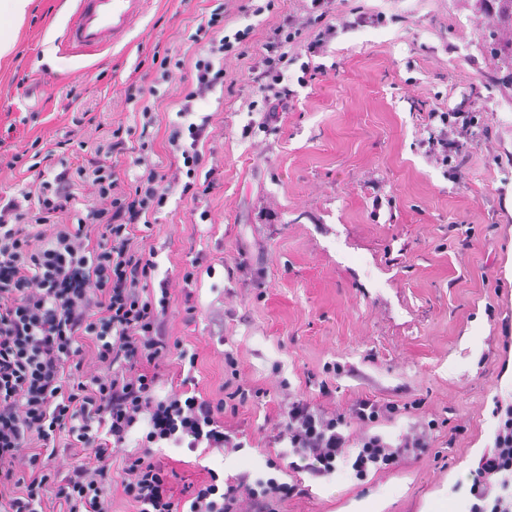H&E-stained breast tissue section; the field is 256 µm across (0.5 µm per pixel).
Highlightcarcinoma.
<instances>
[{
	"mask_svg": "<svg viewBox=\"0 0 512 512\" xmlns=\"http://www.w3.org/2000/svg\"><path fill=\"white\" fill-rule=\"evenodd\" d=\"M469 12L480 36L478 51L492 65L512 77V0H456Z\"/></svg>",
	"mask_w": 512,
	"mask_h": 512,
	"instance_id": "cac0c4a2",
	"label": "carcinoma"
}]
</instances>
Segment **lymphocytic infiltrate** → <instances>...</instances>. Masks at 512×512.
Here are the masks:
<instances>
[{"label": "lymphocytic infiltrate", "mask_w": 512, "mask_h": 512, "mask_svg": "<svg viewBox=\"0 0 512 512\" xmlns=\"http://www.w3.org/2000/svg\"><path fill=\"white\" fill-rule=\"evenodd\" d=\"M333 2L309 0L302 12H283L256 48L253 26L229 34L224 22L233 14L261 15L274 9V0L263 6L219 0L202 11L188 35L190 56L154 48L149 83L128 84L125 102L133 124L104 130L91 110L79 108L80 95L72 88L71 129L56 141L37 139L29 151L11 154L7 168L30 172L33 179L15 192H0V512H43L49 494L59 512H112L104 485L114 478L137 512H277L299 494L298 485L245 473L222 487L201 481L182 500L173 494L170 473L149 451L126 460L117 475L112 459L140 426L149 446L240 447L224 428L223 402L186 386L157 395L170 357L192 368L196 356L173 352L166 334L168 285L156 283L155 254L137 239L141 229L153 226L173 188L195 201L211 190L212 180L202 176L201 147L214 129L203 105L223 85L229 63L251 57L247 81L272 122L294 100L296 87L324 74L316 58L337 28L385 21L383 13L359 9L334 15ZM292 56L302 61L294 80L284 69ZM184 69L191 81L175 102L177 119L166 138L174 161L164 168L153 159L156 104L162 85ZM89 127L102 132L92 145L78 136ZM59 153L73 160L56 169L51 161ZM125 156L127 172L119 169ZM397 410L361 398L343 417L298 400L289 404L276 440L284 444L290 468L302 465L323 477L347 460L361 478L369 468L419 457L429 447V428L417 423L394 446L364 431L357 453L349 452L340 431L345 419L365 428ZM61 443L75 462L58 476L46 462ZM511 484L512 408L499 421L493 451L473 474L470 512H512L503 495Z\"/></svg>", "instance_id": "lymphocytic-infiltrate-1"}]
</instances>
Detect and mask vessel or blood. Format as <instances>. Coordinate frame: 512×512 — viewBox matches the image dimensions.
Wrapping results in <instances>:
<instances>
[{
    "label": "vessel or blood",
    "mask_w": 512,
    "mask_h": 512,
    "mask_svg": "<svg viewBox=\"0 0 512 512\" xmlns=\"http://www.w3.org/2000/svg\"><path fill=\"white\" fill-rule=\"evenodd\" d=\"M141 2L78 0L60 40V56L88 54L111 45L129 28Z\"/></svg>",
    "instance_id": "b4317fda"
}]
</instances>
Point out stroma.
Instances as JSON below:
<instances>
[{"label":"stroma","instance_id":"stroma-1","mask_svg":"<svg viewBox=\"0 0 512 512\" xmlns=\"http://www.w3.org/2000/svg\"><path fill=\"white\" fill-rule=\"evenodd\" d=\"M76 0H30L0 59V135L10 150L68 125L77 88L106 126L129 125L123 89L154 46L185 52L202 0H144L111 47L62 58ZM380 11L379 27L337 30L291 110L263 127L250 111L247 61L211 98L217 135L205 148L211 193L172 192L144 247L172 293L170 333L196 352L195 389L258 392L225 412L243 448H164L174 492L215 472L268 474L272 437L302 398L347 413L361 397L398 405L372 433L397 442L434 421L421 459L355 477L350 465L313 479L277 472L302 492L279 512H463L461 482L493 445L497 406L512 405V81L483 78L475 30L455 0H337ZM468 46L466 56L457 49ZM450 113L447 165L428 156L427 114ZM38 118L24 123L27 113ZM209 210L196 221V208ZM194 267L192 282L182 279ZM193 313H186V305Z\"/></svg>","mask_w":512,"mask_h":512}]
</instances>
